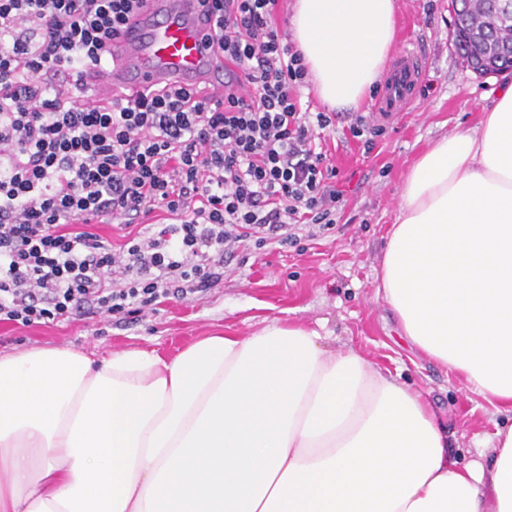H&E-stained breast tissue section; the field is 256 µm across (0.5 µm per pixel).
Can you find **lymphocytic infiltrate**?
<instances>
[{
    "label": "lymphocytic infiltrate",
    "instance_id": "lymphocytic-infiltrate-1",
    "mask_svg": "<svg viewBox=\"0 0 512 512\" xmlns=\"http://www.w3.org/2000/svg\"><path fill=\"white\" fill-rule=\"evenodd\" d=\"M139 2L0 0V322L139 314L216 287L239 250L336 222L332 119L302 110L278 0H199L249 98L172 85L78 99ZM157 209L169 223H145ZM98 221L129 226L124 244L89 232Z\"/></svg>",
    "mask_w": 512,
    "mask_h": 512
}]
</instances>
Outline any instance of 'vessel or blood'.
Segmentation results:
<instances>
[{"mask_svg":"<svg viewBox=\"0 0 512 512\" xmlns=\"http://www.w3.org/2000/svg\"><path fill=\"white\" fill-rule=\"evenodd\" d=\"M212 34L213 21L197 0H142L139 11L106 47L110 69L97 86L100 97L163 85L200 86L218 95L228 89L245 93L242 70L216 57ZM422 70L414 51L404 49L374 111L386 118L402 112Z\"/></svg>","mask_w":512,"mask_h":512,"instance_id":"1","label":"vessel or blood"}]
</instances>
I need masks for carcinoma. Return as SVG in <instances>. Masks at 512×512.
Listing matches in <instances>:
<instances>
[{
	"mask_svg": "<svg viewBox=\"0 0 512 512\" xmlns=\"http://www.w3.org/2000/svg\"><path fill=\"white\" fill-rule=\"evenodd\" d=\"M458 16L455 43L461 58L476 67L488 61L495 74L512 70V12L509 0H465Z\"/></svg>",
	"mask_w": 512,
	"mask_h": 512,
	"instance_id": "obj_1",
	"label": "carcinoma"
}]
</instances>
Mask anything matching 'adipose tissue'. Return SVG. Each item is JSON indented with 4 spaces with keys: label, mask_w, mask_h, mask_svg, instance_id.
I'll use <instances>...</instances> for the list:
<instances>
[{
    "label": "adipose tissue",
    "mask_w": 512,
    "mask_h": 512,
    "mask_svg": "<svg viewBox=\"0 0 512 512\" xmlns=\"http://www.w3.org/2000/svg\"><path fill=\"white\" fill-rule=\"evenodd\" d=\"M319 99L358 107L395 0H295ZM402 184L378 277L403 336L512 410V81ZM271 321L172 358L132 348L0 356V512H512V426L458 466L430 403L358 353Z\"/></svg>",
    "instance_id": "ef3b65f1"
}]
</instances>
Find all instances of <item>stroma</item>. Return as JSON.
Segmentation results:
<instances>
[{
    "label": "stroma",
    "mask_w": 512,
    "mask_h": 512,
    "mask_svg": "<svg viewBox=\"0 0 512 512\" xmlns=\"http://www.w3.org/2000/svg\"><path fill=\"white\" fill-rule=\"evenodd\" d=\"M396 17L395 44L412 45L424 62L422 76L405 111L384 121L371 154L349 140V111L333 116L326 148L345 191L334 228L293 247L252 251L227 266L216 288L165 300L131 320L94 315L27 327L2 321L0 356L40 347L81 350L96 360L129 348L171 356L202 336L247 337L271 320H294L318 331L327 351L351 349L400 375L440 415L452 458L476 460L478 446L512 425V414L413 349L378 291L377 274L407 168L431 140L475 126L503 77L479 76L459 57L450 0H396Z\"/></svg>",
    "instance_id": "35a3bbf8"
}]
</instances>
